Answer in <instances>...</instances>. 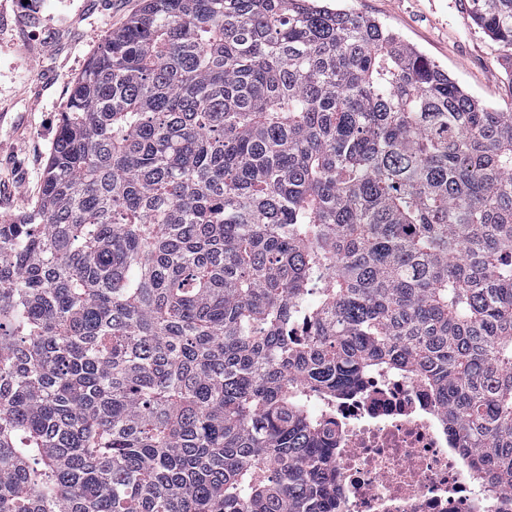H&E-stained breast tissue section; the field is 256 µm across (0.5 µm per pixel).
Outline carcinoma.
Segmentation results:
<instances>
[{
	"label": "carcinoma",
	"mask_w": 512,
	"mask_h": 512,
	"mask_svg": "<svg viewBox=\"0 0 512 512\" xmlns=\"http://www.w3.org/2000/svg\"><path fill=\"white\" fill-rule=\"evenodd\" d=\"M378 368L512 495V112L317 0H144L0 224V512H333L313 406Z\"/></svg>",
	"instance_id": "obj_1"
}]
</instances>
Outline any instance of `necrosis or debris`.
<instances>
[{"label": "necrosis or debris", "mask_w": 512, "mask_h": 512, "mask_svg": "<svg viewBox=\"0 0 512 512\" xmlns=\"http://www.w3.org/2000/svg\"><path fill=\"white\" fill-rule=\"evenodd\" d=\"M330 411L338 512H512V497L472 477L423 382L379 371Z\"/></svg>", "instance_id": "necrosis-or-debris-1"}]
</instances>
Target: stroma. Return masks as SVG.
<instances>
[{
    "label": "stroma",
    "mask_w": 512,
    "mask_h": 512,
    "mask_svg": "<svg viewBox=\"0 0 512 512\" xmlns=\"http://www.w3.org/2000/svg\"><path fill=\"white\" fill-rule=\"evenodd\" d=\"M21 0H0V222L37 203L71 82L102 37L123 28L142 0H44L35 24ZM377 19L448 72L469 95L512 112V68L471 21L468 0H331Z\"/></svg>",
    "instance_id": "1"
}]
</instances>
